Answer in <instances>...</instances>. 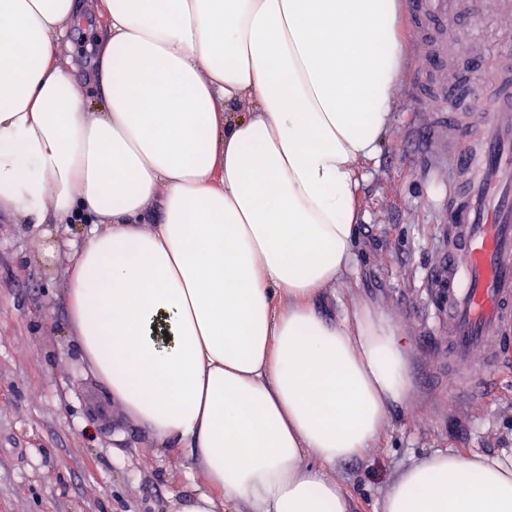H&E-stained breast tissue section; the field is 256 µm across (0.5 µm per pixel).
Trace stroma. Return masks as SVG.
<instances>
[{
  "label": "stroma",
  "mask_w": 512,
  "mask_h": 512,
  "mask_svg": "<svg viewBox=\"0 0 512 512\" xmlns=\"http://www.w3.org/2000/svg\"><path fill=\"white\" fill-rule=\"evenodd\" d=\"M400 77L379 156L364 162L350 271L322 290L328 316L367 305L406 340L411 386L392 405L384 434L362 456L329 469L348 512H382L396 477L429 453L512 452V364L449 401L440 335L426 289L447 217L449 169L435 160L436 120L418 111ZM82 224H17L0 217V512H167L189 481L181 460L113 416L68 332L70 252Z\"/></svg>",
  "instance_id": "stroma-1"
}]
</instances>
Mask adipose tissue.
Returning a JSON list of instances; mask_svg holds the SVG:
<instances>
[{"label":"adipose tissue","instance_id":"ef3b65f1","mask_svg":"<svg viewBox=\"0 0 512 512\" xmlns=\"http://www.w3.org/2000/svg\"><path fill=\"white\" fill-rule=\"evenodd\" d=\"M78 0H0V213L89 223L74 344L200 487L171 512H348L410 380L401 332L314 307L349 271L404 65L399 0H97L87 81L57 45ZM313 456L304 464L305 456ZM383 512H512V454L439 449Z\"/></svg>","mask_w":512,"mask_h":512}]
</instances>
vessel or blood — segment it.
Returning <instances> with one entry per match:
<instances>
[{
	"label": "vessel or blood",
	"mask_w": 512,
	"mask_h": 512,
	"mask_svg": "<svg viewBox=\"0 0 512 512\" xmlns=\"http://www.w3.org/2000/svg\"><path fill=\"white\" fill-rule=\"evenodd\" d=\"M406 9L415 102L461 137L432 284L460 394L512 356V61L487 67L481 41L464 38L461 22L512 15V0H407Z\"/></svg>",
	"instance_id": "vessel-or-blood-1"
}]
</instances>
